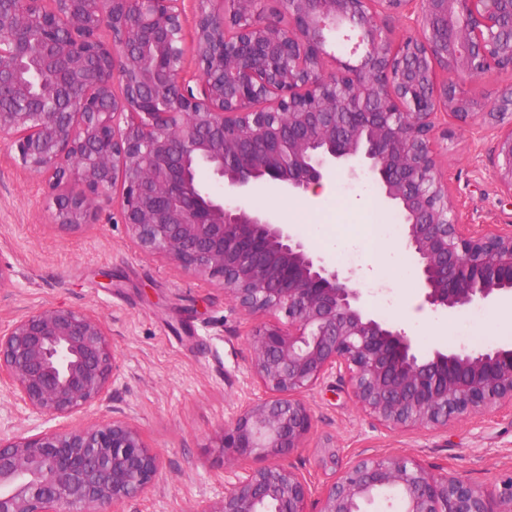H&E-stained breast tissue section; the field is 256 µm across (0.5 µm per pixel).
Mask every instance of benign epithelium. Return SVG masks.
Here are the masks:
<instances>
[{"instance_id": "1", "label": "benign epithelium", "mask_w": 512, "mask_h": 512, "mask_svg": "<svg viewBox=\"0 0 512 512\" xmlns=\"http://www.w3.org/2000/svg\"><path fill=\"white\" fill-rule=\"evenodd\" d=\"M89 2L54 0L48 12L47 0H0V87L23 101L0 108V136L48 181L60 228L82 230L117 193L139 253L220 287L249 316L275 318L249 335L263 395L211 444L227 465L258 464L192 512H364L382 498L398 512H512V474L482 485L390 454L348 463L309 508L307 478L282 463L313 429L307 393L334 377L389 430L512 416V345L420 354L404 329L365 312L350 274L249 204L259 189L302 194L333 175L363 176L400 215L420 307L512 298V231L460 223L437 158L441 115L508 124L493 177L512 199V91L496 103L478 91L487 72L512 70V37L498 38L512 0H278L284 17L268 22L264 0H193L191 77L184 0H98L91 22ZM391 19L417 34L393 44ZM339 30L358 58L336 57L328 72ZM28 67L44 94L21 78ZM118 372L97 314L40 308L0 329V383L35 417L62 422L0 436V512H123L152 487L159 458L124 416L67 425L106 400Z\"/></svg>"}]
</instances>
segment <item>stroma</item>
Listing matches in <instances>:
<instances>
[{
    "label": "stroma",
    "mask_w": 512,
    "mask_h": 512,
    "mask_svg": "<svg viewBox=\"0 0 512 512\" xmlns=\"http://www.w3.org/2000/svg\"><path fill=\"white\" fill-rule=\"evenodd\" d=\"M497 132L474 119L448 126L439 145L441 171L461 223L512 229V200L492 170ZM319 203L308 195L258 194L250 204L272 209L310 250L338 263L342 250L363 240L362 212L354 201L376 198L364 181L337 175ZM0 260L14 271L0 290V327L27 312L63 306L101 316L121 372L108 398L73 418L76 426L120 413L142 431L161 461L151 490L124 512H191L203 499L223 496L234 481L210 442L241 404L261 389L249 371L247 335L257 319L235 308L222 289L159 259L140 254L119 222V203H103L95 224L60 230L46 208L42 177L13 159L0 138ZM381 285L364 287L369 312L404 328L422 352L436 348L512 345V325L500 323L499 303L442 316L421 308L415 267L400 248L374 258ZM315 422L305 448L286 459L321 493L336 469L363 455L400 454L432 470L449 468L478 484L512 472V416L489 413L444 431L384 429L356 406L336 379L306 396ZM334 445L335 467H322L321 449Z\"/></svg>",
    "instance_id": "stroma-1"
}]
</instances>
